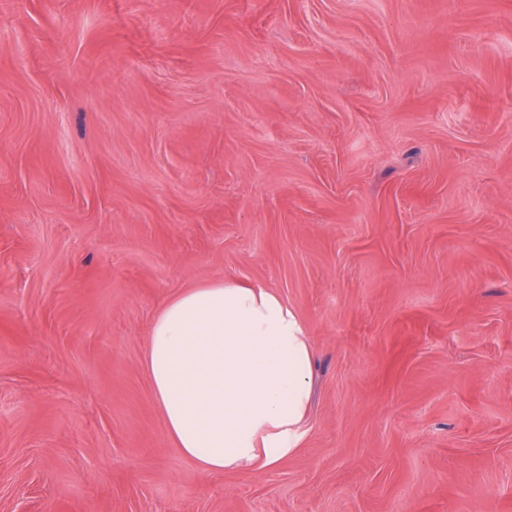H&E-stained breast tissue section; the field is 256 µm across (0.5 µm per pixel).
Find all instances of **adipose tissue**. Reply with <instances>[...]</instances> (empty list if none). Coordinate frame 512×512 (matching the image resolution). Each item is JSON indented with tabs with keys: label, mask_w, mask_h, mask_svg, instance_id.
I'll use <instances>...</instances> for the list:
<instances>
[{
	"label": "adipose tissue",
	"mask_w": 512,
	"mask_h": 512,
	"mask_svg": "<svg viewBox=\"0 0 512 512\" xmlns=\"http://www.w3.org/2000/svg\"><path fill=\"white\" fill-rule=\"evenodd\" d=\"M314 351L272 289L225 279L166 300L144 369L173 447L206 474L274 471L311 428Z\"/></svg>",
	"instance_id": "1"
}]
</instances>
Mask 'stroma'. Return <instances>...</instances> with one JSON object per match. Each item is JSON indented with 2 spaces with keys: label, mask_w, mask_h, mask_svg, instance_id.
<instances>
[{
  "label": "stroma",
  "mask_w": 512,
  "mask_h": 512,
  "mask_svg": "<svg viewBox=\"0 0 512 512\" xmlns=\"http://www.w3.org/2000/svg\"><path fill=\"white\" fill-rule=\"evenodd\" d=\"M219 279L315 351L271 473L143 367ZM0 512H512V0H0Z\"/></svg>",
  "instance_id": "obj_1"
}]
</instances>
